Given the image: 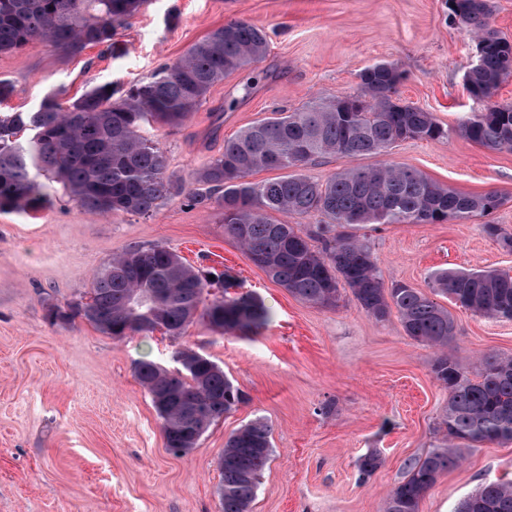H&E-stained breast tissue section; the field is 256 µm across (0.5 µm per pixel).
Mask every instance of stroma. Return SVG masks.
I'll list each match as a JSON object with an SVG mask.
<instances>
[{"label": "stroma", "instance_id": "stroma-1", "mask_svg": "<svg viewBox=\"0 0 512 512\" xmlns=\"http://www.w3.org/2000/svg\"><path fill=\"white\" fill-rule=\"evenodd\" d=\"M230 20L266 28V57L216 84L184 124L142 130L183 192L149 216H101L46 179L48 204L0 210V512H221L224 442L258 418L271 428L273 454L250 512H382L406 462L443 440L448 392L432 373L433 349L406 336L397 316L369 317L349 293L333 308L293 297L225 232L219 206L189 207L185 193L194 172L243 127L318 94H356L360 72L385 60L404 74L401 97L431 112L447 137L405 140L384 156L328 155L303 174L323 183L347 168L387 162L460 193L497 192L503 204L486 217L382 224L366 235L388 284L426 293L441 269L512 272V251L484 231L490 223L512 235V149L489 151L458 131L473 107L465 74L475 47L467 28L449 21L446 0H146L118 27L114 48L68 55L32 43L0 54V80L13 87L0 112L35 111L50 94L67 105L99 84L126 90ZM219 110L224 124L212 138ZM133 243L229 271L236 293L264 301L269 324L250 336L196 322L176 338L157 330L117 340L80 318L49 321L48 305L80 300ZM450 312L453 352L465 370L476 372L491 355H512V320L456 305ZM183 347L221 366L246 400L196 448L177 454L166 446L135 364L175 369ZM371 453L380 464L361 475L359 463ZM509 479L512 444L465 449L419 510L455 512L480 486Z\"/></svg>", "mask_w": 512, "mask_h": 512}]
</instances>
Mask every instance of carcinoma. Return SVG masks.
<instances>
[{
	"label": "carcinoma",
	"instance_id": "1",
	"mask_svg": "<svg viewBox=\"0 0 512 512\" xmlns=\"http://www.w3.org/2000/svg\"><path fill=\"white\" fill-rule=\"evenodd\" d=\"M146 0H0V53L47 43L77 54L112 44L116 25ZM449 17L480 43L465 76L467 91L483 108L461 123V133L489 150L512 148V105L493 101L512 75V41L491 26V0H448ZM265 28L231 20L192 45L152 80L129 87L119 100L96 85L64 107L46 97L34 112L0 113V209L47 202L36 175L58 182L84 209L100 214H148L180 190L167 174L164 153L140 134L144 122L179 126L224 77L263 58ZM403 73L378 62L360 74L356 95L318 96L295 112H275L224 140V151L194 173L193 207L224 209V229L276 284L299 300L336 306L351 294L370 317L396 314L406 336L435 348L432 372L448 390L442 418L444 442L407 465L387 494L384 512H419L438 476L456 467L462 447L512 442V357L485 358L475 377L448 352L455 322L447 308L404 283L384 285L372 248L351 233L369 224H442L490 214L500 196L458 193L409 166L350 168L325 183L297 169L326 155H382L407 140L447 135L432 113L404 101ZM27 131L29 141H21ZM294 170L279 179L251 182L257 170ZM318 216L315 229L282 224L269 213ZM317 241L320 246L312 245ZM210 270L194 268L159 245H131L112 258L92 283L89 310L67 305L65 319L81 317L117 339L162 330L183 334L195 321L224 333L257 334L270 311L253 294L232 295L235 278L215 274L222 294L209 296ZM432 293L481 316L512 320V274L507 271L442 270ZM161 420L167 447L197 446L210 426L243 403V392L210 358L198 354L173 371L151 361L135 367ZM273 453L262 419L233 432L219 460L222 512H250ZM457 512H512V482H491L466 497Z\"/></svg>",
	"mask_w": 512,
	"mask_h": 512
}]
</instances>
